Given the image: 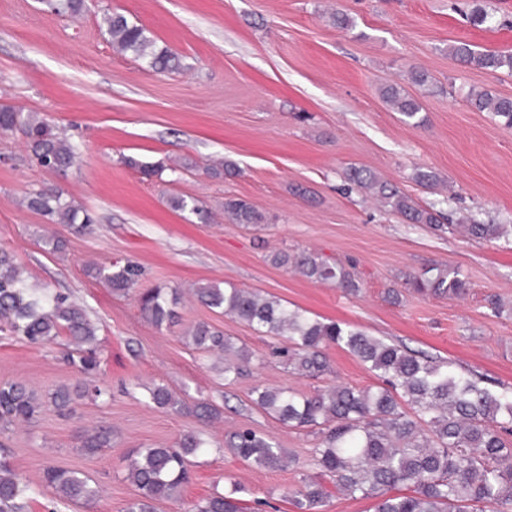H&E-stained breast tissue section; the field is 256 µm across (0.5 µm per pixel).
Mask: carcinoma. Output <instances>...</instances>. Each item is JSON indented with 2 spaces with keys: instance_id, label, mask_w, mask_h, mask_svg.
I'll use <instances>...</instances> for the list:
<instances>
[{
  "instance_id": "1",
  "label": "carcinoma",
  "mask_w": 512,
  "mask_h": 512,
  "mask_svg": "<svg viewBox=\"0 0 512 512\" xmlns=\"http://www.w3.org/2000/svg\"><path fill=\"white\" fill-rule=\"evenodd\" d=\"M54 12L77 15L85 0H47ZM101 28L112 47L132 53L157 71L179 68L175 53L156 49L146 30L118 12H106ZM448 54L456 61L487 72L512 74V52H483L458 42ZM382 98L403 120L419 126L422 106L417 98L397 85L380 89ZM472 107L490 112L506 129H512V98L488 90L469 96ZM20 132L37 163L52 170L69 167L76 152L71 142L50 122L35 112L0 107V133ZM348 190L367 191L388 211L411 224H426L440 232H457L472 240H498L512 232L507 224H484L469 219L466 224H446L435 204L423 206L397 186L368 169L353 167L347 174ZM28 210L57 224H92L86 209L51 188L25 195ZM169 206L190 211L206 222L208 211L194 200L174 195ZM224 213L238 224H262L265 215L243 198L224 199ZM271 263L291 268L303 277L333 283L350 293L358 291L352 274L310 251L278 252ZM93 274L114 292L134 287L137 271L129 265H96ZM420 294L459 298L467 282L457 268L435 267L411 282ZM197 300L219 309L261 335L284 338L278 355L290 371L317 378L330 371L325 349L343 347L365 363L382 381L380 386L331 385L301 392L292 387L255 388L254 404L280 423L296 428H317L318 443L311 450L314 465L330 480L306 477L293 492L297 512H323L332 493L371 500V512H512V388L489 387L482 378L459 373L445 360L424 359L394 342L335 321L308 317L298 308L245 288L205 285L194 289ZM144 318L161 328L178 322L177 289L151 288L138 295ZM0 332L32 344L49 342L65 332L70 344L63 358L82 378L73 386H58L43 395L18 381L0 382V435L21 422L31 421L41 409L52 405L63 415H72L83 400L108 395L95 384L97 362L93 356L96 328L85 310L69 297L29 282L23 267L10 251L0 249ZM187 339L208 357L224 359V380L233 382L246 371L253 354L237 345L224 332L207 322H197L186 331ZM147 403L165 412L192 413L208 424L221 416L210 400L187 408L169 386L148 388ZM199 431H190L174 445L150 444L132 449L127 456L125 479L135 486L123 512H156L157 505L179 496L189 481L191 458L207 448ZM79 447L95 454L112 447V429L85 431ZM224 447L244 463L280 468L293 463L284 449L264 433L241 427L230 432ZM43 483L65 501H79L92 508L100 489L82 471L47 467ZM32 487L20 477L0 450V512H22ZM232 483L223 493L214 492L195 505V512H245Z\"/></svg>"
}]
</instances>
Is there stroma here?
Returning <instances> with one entry per match:
<instances>
[{"mask_svg": "<svg viewBox=\"0 0 512 512\" xmlns=\"http://www.w3.org/2000/svg\"><path fill=\"white\" fill-rule=\"evenodd\" d=\"M480 4L493 20L477 27L469 14ZM339 10L353 17V30L333 25ZM106 11L145 28L157 48L179 56L180 70L158 73L114 52L100 31ZM458 41L512 51V0H86L76 17L50 12L43 0H0V106L39 113L77 152L69 168L47 170L20 135L0 134V247L15 254L31 282L86 310L97 326V379L110 392L84 401L75 417L49 407L13 431L10 460L34 488L25 512H122L134 493L124 478L128 451L170 444L191 430L220 441L244 426L274 437L295 465L261 468L212 449L193 458L180 497L158 512H192L234 481L253 512H295L289 491L302 477L319 476L310 462L317 437L256 407L253 388L310 392L376 379L335 346L326 350L330 373L292 375L274 353L280 338L202 305L189 293L199 285L252 289L512 387V237L478 242L440 234L342 190L345 170L363 167L448 214L512 225V129L466 101L472 90L512 97V75L453 60L448 47ZM414 67L434 81L416 93L426 118L419 127L404 123L380 94L388 84L410 88ZM131 158L167 169L148 180L128 166ZM218 159L236 163L239 175H212ZM420 168L437 174L435 186L415 181ZM40 187L62 191L93 224H54L26 209L25 194ZM173 195L195 199L211 221L173 211ZM228 196L250 201L266 223H231L222 208ZM53 236L66 239L65 253L50 252ZM280 250H308L344 265L358 292L273 266L269 256ZM116 261L138 266V287L178 288L179 323L155 327L142 318L135 294L112 293L89 271ZM436 264L461 271L464 297L409 288V279ZM493 295L506 313L492 315ZM199 321L253 353L235 382H225L186 339V328ZM66 341L62 335L31 345L0 334V381L40 393L75 383L77 372L61 358ZM155 382L190 404L215 401L222 418L205 426L146 405L143 388ZM97 426L112 429V445L85 455L78 433ZM49 466L88 474L100 487L96 508L61 501L42 486Z\"/></svg>", "mask_w": 512, "mask_h": 512, "instance_id": "stroma-1", "label": "stroma"}]
</instances>
